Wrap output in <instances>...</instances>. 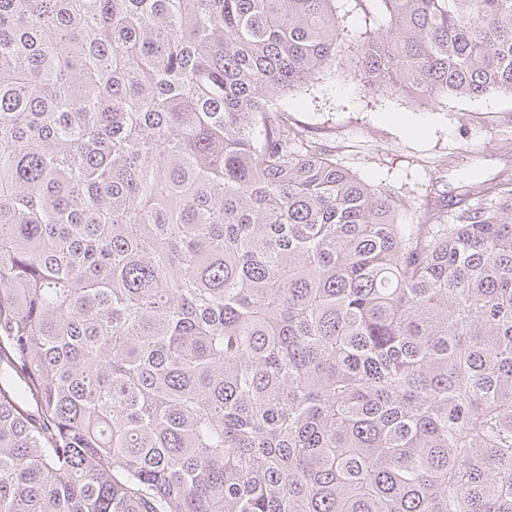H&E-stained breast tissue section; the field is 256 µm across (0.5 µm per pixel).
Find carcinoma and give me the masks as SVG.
Segmentation results:
<instances>
[{
	"mask_svg": "<svg viewBox=\"0 0 512 512\" xmlns=\"http://www.w3.org/2000/svg\"><path fill=\"white\" fill-rule=\"evenodd\" d=\"M341 54L512 96V0H0V512H512V176L399 223Z\"/></svg>",
	"mask_w": 512,
	"mask_h": 512,
	"instance_id": "1",
	"label": "carcinoma"
}]
</instances>
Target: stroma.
<instances>
[{
	"label": "stroma",
	"instance_id": "1",
	"mask_svg": "<svg viewBox=\"0 0 512 512\" xmlns=\"http://www.w3.org/2000/svg\"><path fill=\"white\" fill-rule=\"evenodd\" d=\"M290 122L310 144L400 201L398 219L417 221L428 199L454 204L466 181L512 175V98H441L418 104L360 89L348 66L289 97Z\"/></svg>",
	"mask_w": 512,
	"mask_h": 512
}]
</instances>
